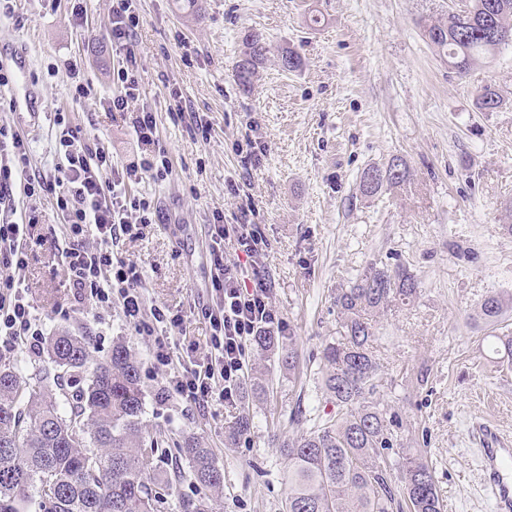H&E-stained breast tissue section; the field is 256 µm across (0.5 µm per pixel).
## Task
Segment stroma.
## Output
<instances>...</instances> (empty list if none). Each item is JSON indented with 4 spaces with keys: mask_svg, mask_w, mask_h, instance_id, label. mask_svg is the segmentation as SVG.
Here are the masks:
<instances>
[{
    "mask_svg": "<svg viewBox=\"0 0 512 512\" xmlns=\"http://www.w3.org/2000/svg\"><path fill=\"white\" fill-rule=\"evenodd\" d=\"M139 0L136 36L141 104L156 114L160 143L172 161L166 180L144 179L136 194L158 202L168 220L144 225L114 251L140 264L149 302L186 310L206 299L207 230L221 209L230 224L259 225L271 244L260 262L287 328L282 341L298 351L294 370L271 364L268 389L245 382L239 401L202 407L168 392L164 370L120 309L104 312L76 301L59 252L62 219L43 204L19 276L44 333L89 332L96 356L124 341L140 363L142 423L164 439L158 454L171 486L159 512H182L196 485L186 462H174L180 437L202 436L224 471L220 512H280L288 494V459L279 444L302 431L291 420L300 406L334 414L322 390L323 345L338 336L333 304L338 283L372 265L400 264L420 283L409 306L378 319L382 364L377 399L402 414V451L434 472L444 512H489L480 471V428L512 443V369L490 351L492 336L512 334V316L497 327L475 319L480 300L512 291V236L500 233L503 203L512 198V44L501 46L465 77L449 68L423 35L421 20L440 16L453 0ZM82 27L68 0H15L26 17L16 27L0 12V55L17 46L30 54L39 92L38 127L28 133L33 162L53 173L52 113L73 123L96 113L91 136L112 161L141 152L123 119L102 111L122 59L106 37L112 0H84ZM322 17L309 26L310 14ZM274 47L297 49L301 69L269 59L251 92L231 68L246 32ZM77 61L92 93L73 106L62 68ZM496 85L511 104L479 111L478 90ZM206 116L209 141L191 138L169 115L171 92ZM256 141L259 164L242 163L235 144ZM402 158L410 172L396 188L371 197L358 190L361 171ZM250 434L226 438L242 413Z\"/></svg>",
    "mask_w": 512,
    "mask_h": 512,
    "instance_id": "stroma-1",
    "label": "stroma"
}]
</instances>
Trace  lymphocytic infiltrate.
<instances>
[{
  "instance_id": "1",
  "label": "lymphocytic infiltrate",
  "mask_w": 512,
  "mask_h": 512,
  "mask_svg": "<svg viewBox=\"0 0 512 512\" xmlns=\"http://www.w3.org/2000/svg\"><path fill=\"white\" fill-rule=\"evenodd\" d=\"M139 25L137 0H112L108 38L122 65L112 74L117 91L102 107L123 115L144 146L137 164L114 166L108 151L88 144L81 127L58 112L53 119L57 163L49 175L33 167L26 140L0 126V355L12 354L22 343L33 351L39 348L43 331L15 273L27 265V241L39 222L38 205L49 198L64 220L62 254L75 297L103 310L119 306L126 322L151 342L152 357L167 372L174 393L202 406L212 401L231 403L239 392L253 337L283 330L271 284L257 263L269 249L257 225L225 223L220 210L211 214L207 245L211 299L196 305L198 316L210 325L211 337L200 362L174 354L170 334L182 328V312L146 306L142 267L110 247L111 241L137 236L141 225L163 223L160 207L128 188L147 177L165 180L172 171L154 112L137 104L141 92L134 38ZM19 193L26 200L22 211L15 204ZM229 248L242 254V261H226Z\"/></svg>"
}]
</instances>
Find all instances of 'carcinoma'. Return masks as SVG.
I'll use <instances>...</instances> for the list:
<instances>
[{"mask_svg":"<svg viewBox=\"0 0 512 512\" xmlns=\"http://www.w3.org/2000/svg\"><path fill=\"white\" fill-rule=\"evenodd\" d=\"M422 28L448 66L464 75L499 49L495 34L512 36V0H462L443 17L422 21ZM270 53L262 35H244L231 73L242 91L252 90ZM278 61L288 71L302 65L292 49L281 51ZM505 106L496 86L479 90L480 111ZM408 178L406 163L394 158L365 168L358 188L370 197ZM418 294V280L401 265H373L336 288L343 334L322 349L324 392L336 414L322 419L299 412L297 421L313 425L280 443L288 457L281 512H391L400 497L408 512H443L432 469L421 458H405L394 479L384 451L397 445L403 421L373 399L382 380L374 350L377 315ZM511 309L512 292H491L477 316L495 324ZM253 344L293 366L294 348L276 336L261 333ZM494 351L512 366V336L496 337ZM42 352L48 365L31 374L21 361L0 364V512H26L32 499L39 512H155L159 496L150 483L169 480L161 477L158 440L142 425L144 395L130 348L118 341L98 359L87 333L63 330L45 338ZM177 450L204 489L184 512H216L224 471L213 449L189 436Z\"/></svg>","mask_w":512,"mask_h":512,"instance_id":"obj_1","label":"carcinoma"}]
</instances>
